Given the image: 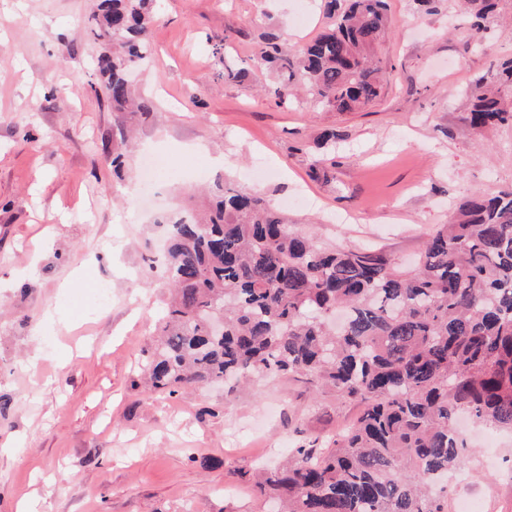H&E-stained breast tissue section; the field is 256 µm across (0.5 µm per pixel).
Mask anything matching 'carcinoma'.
I'll return each mask as SVG.
<instances>
[{"instance_id":"carcinoma-1","label":"carcinoma","mask_w":512,"mask_h":512,"mask_svg":"<svg viewBox=\"0 0 512 512\" xmlns=\"http://www.w3.org/2000/svg\"><path fill=\"white\" fill-rule=\"evenodd\" d=\"M154 0H97L96 69L115 112H149L130 74L149 55ZM329 22L294 60L262 36L257 62L331 112H361L384 88L374 56L387 0H321ZM484 29L499 0H460ZM512 59L475 79L464 120L512 124ZM164 272L173 290L145 364L173 396L242 378L307 377L360 407L336 436L297 444L255 480L275 512H447L441 478L466 468L458 414L512 429V189L475 194L423 244L414 270L381 253L323 248L262 197L228 183L205 213L165 219Z\"/></svg>"}]
</instances>
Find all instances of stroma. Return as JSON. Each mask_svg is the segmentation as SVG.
<instances>
[{
	"mask_svg": "<svg viewBox=\"0 0 512 512\" xmlns=\"http://www.w3.org/2000/svg\"><path fill=\"white\" fill-rule=\"evenodd\" d=\"M387 3L386 86L340 113L268 101L271 74L251 61L263 33L294 53L319 34L327 19L307 0H160L135 80L146 115L112 111L97 89L93 0H0V512H260L255 463L356 416L301 378L170 398L144 387L142 367L168 293L160 220L197 188L240 185L319 245L404 268L466 197L512 188V125L478 137L463 119L471 81L512 58V0L481 33L450 8ZM228 63L247 77L224 81ZM150 151L170 173L146 192ZM100 285L110 298L89 308ZM471 448L448 512L470 495L512 512V434Z\"/></svg>",
	"mask_w": 512,
	"mask_h": 512,
	"instance_id": "35a3bbf8",
	"label": "stroma"
}]
</instances>
